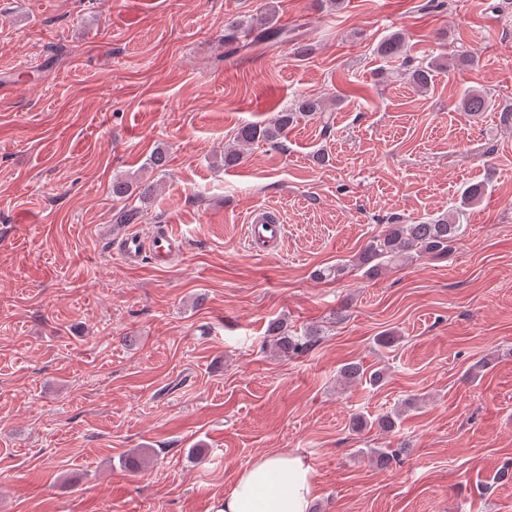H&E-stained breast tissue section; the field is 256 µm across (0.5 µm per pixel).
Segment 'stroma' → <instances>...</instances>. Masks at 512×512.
I'll return each instance as SVG.
<instances>
[{
    "label": "stroma",
    "mask_w": 512,
    "mask_h": 512,
    "mask_svg": "<svg viewBox=\"0 0 512 512\" xmlns=\"http://www.w3.org/2000/svg\"><path fill=\"white\" fill-rule=\"evenodd\" d=\"M264 4L287 42L225 44V20ZM394 31L415 59L475 65L425 95L376 82ZM469 87L496 106L476 123ZM302 94L339 96L330 127L223 167L239 126ZM510 105L512 0H0V512H215L281 451L312 466L317 512H512ZM129 176L158 183L128 202L138 230L183 233L166 268L123 265L104 234ZM476 183L446 257L316 279ZM257 209L285 226L275 253L247 244ZM279 318L323 334L279 358ZM350 362L383 381L343 384ZM409 398L394 432L352 429Z\"/></svg>",
    "instance_id": "stroma-1"
}]
</instances>
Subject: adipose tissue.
I'll use <instances>...</instances> for the list:
<instances>
[{
  "label": "adipose tissue",
  "mask_w": 512,
  "mask_h": 512,
  "mask_svg": "<svg viewBox=\"0 0 512 512\" xmlns=\"http://www.w3.org/2000/svg\"><path fill=\"white\" fill-rule=\"evenodd\" d=\"M317 497L314 471L301 456L265 454L237 472L217 512H312Z\"/></svg>",
  "instance_id": "adipose-tissue-1"
}]
</instances>
